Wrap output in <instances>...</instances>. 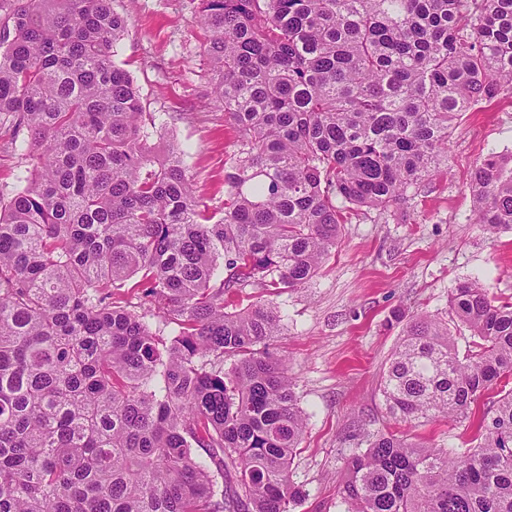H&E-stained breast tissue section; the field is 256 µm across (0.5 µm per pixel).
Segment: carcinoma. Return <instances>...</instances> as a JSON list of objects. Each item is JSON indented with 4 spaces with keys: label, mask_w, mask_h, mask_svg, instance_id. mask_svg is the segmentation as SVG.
Returning a JSON list of instances; mask_svg holds the SVG:
<instances>
[{
    "label": "carcinoma",
    "mask_w": 512,
    "mask_h": 512,
    "mask_svg": "<svg viewBox=\"0 0 512 512\" xmlns=\"http://www.w3.org/2000/svg\"><path fill=\"white\" fill-rule=\"evenodd\" d=\"M199 18L238 133L213 210L114 64L112 0L0 23V124L37 159L0 195V512H290L306 422L267 350L272 297L318 274L344 211L386 210L448 160L455 121L512 94V0H199ZM470 189L476 223L512 231V156ZM127 288L168 342L113 301ZM448 315L409 318L380 392L400 423H469L473 446L369 436L346 512H512V300L464 279Z\"/></svg>",
    "instance_id": "cac0c4a2"
}]
</instances>
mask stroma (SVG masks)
Here are the masks:
<instances>
[{
  "mask_svg": "<svg viewBox=\"0 0 512 512\" xmlns=\"http://www.w3.org/2000/svg\"><path fill=\"white\" fill-rule=\"evenodd\" d=\"M199 0H114L128 31L115 64L138 86L145 112L162 125L164 142L185 152L196 197L218 205L237 131L211 95ZM0 126V194L22 189L34 162L14 151ZM512 155V95L463 115L450 135L448 162L385 212L352 210L341 242L304 288L278 297L285 323L270 352L285 356L296 381L306 429L292 478L306 496L292 512H341L344 462L365 449L366 435L396 430L384 410L381 374L401 325L394 311L448 316L456 283L477 277L495 296L512 297V231L496 236L474 224L471 175L488 152ZM414 441L469 447L472 430L448 420L409 431Z\"/></svg>",
  "mask_w": 512,
  "mask_h": 512,
  "instance_id": "1",
  "label": "stroma"
}]
</instances>
